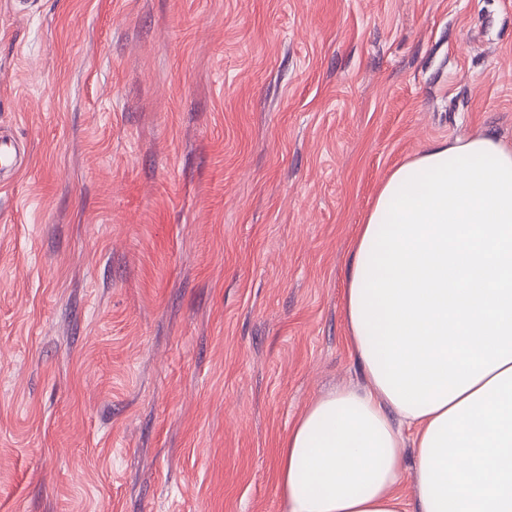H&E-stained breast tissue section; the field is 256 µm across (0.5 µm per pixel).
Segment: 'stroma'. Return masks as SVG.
<instances>
[{
	"label": "stroma",
	"mask_w": 512,
	"mask_h": 512,
	"mask_svg": "<svg viewBox=\"0 0 512 512\" xmlns=\"http://www.w3.org/2000/svg\"><path fill=\"white\" fill-rule=\"evenodd\" d=\"M512 141V0H0V512H284L394 168Z\"/></svg>",
	"instance_id": "1"
}]
</instances>
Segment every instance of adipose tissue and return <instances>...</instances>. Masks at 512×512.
<instances>
[{
    "mask_svg": "<svg viewBox=\"0 0 512 512\" xmlns=\"http://www.w3.org/2000/svg\"><path fill=\"white\" fill-rule=\"evenodd\" d=\"M343 313L363 381L281 444L286 512H512V143L438 141L391 172Z\"/></svg>",
    "mask_w": 512,
    "mask_h": 512,
    "instance_id": "1",
    "label": "adipose tissue"
}]
</instances>
